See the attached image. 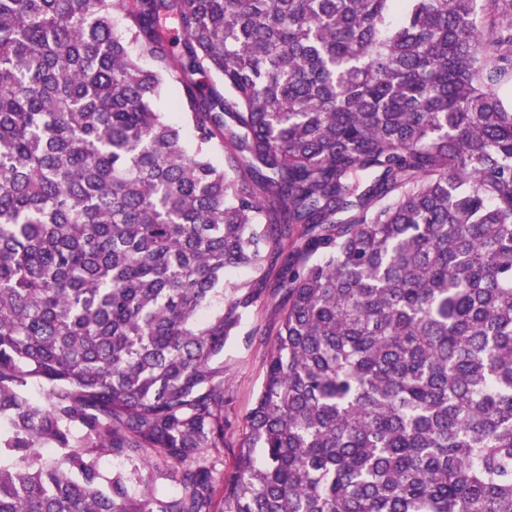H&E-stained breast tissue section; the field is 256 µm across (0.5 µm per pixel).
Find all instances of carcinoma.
I'll return each instance as SVG.
<instances>
[{
    "mask_svg": "<svg viewBox=\"0 0 512 512\" xmlns=\"http://www.w3.org/2000/svg\"><path fill=\"white\" fill-rule=\"evenodd\" d=\"M0 512H512V0H0ZM283 304L282 294L272 288L261 304L243 317L238 334L224 346V416L231 424L227 437L233 445L243 437L246 417L261 389L265 359ZM251 334L254 336H248Z\"/></svg>",
    "mask_w": 512,
    "mask_h": 512,
    "instance_id": "obj_1",
    "label": "carcinoma"
}]
</instances>
